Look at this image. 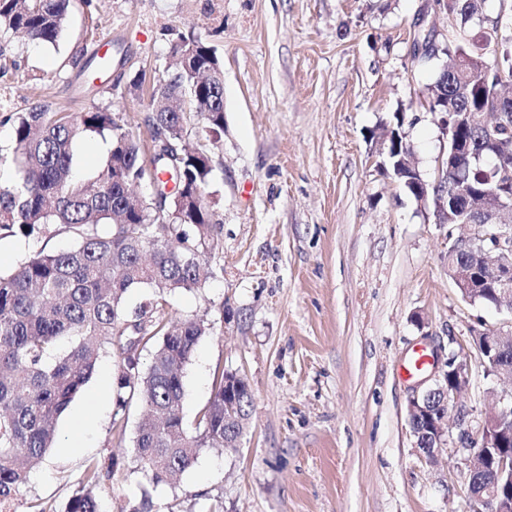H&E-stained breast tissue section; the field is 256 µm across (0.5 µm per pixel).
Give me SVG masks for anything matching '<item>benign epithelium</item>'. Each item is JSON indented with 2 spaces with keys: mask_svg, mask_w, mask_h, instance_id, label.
<instances>
[{
  "mask_svg": "<svg viewBox=\"0 0 512 512\" xmlns=\"http://www.w3.org/2000/svg\"><path fill=\"white\" fill-rule=\"evenodd\" d=\"M461 141L448 140L447 157H438L434 180H418L416 196L418 204L424 208L434 207L435 223L448 222L447 195L440 193L441 184L447 179L448 171L455 166L454 156L459 154ZM180 146L167 140L154 145V152L161 153L171 162L173 170H178L177 158ZM467 222L480 231L486 226H494L500 233L494 249L498 254L489 260V251L470 248L474 236L459 237L448 248V267L462 299L474 303L482 293L481 280L475 276L480 260L488 261V270L494 274L498 291L495 293L496 306L504 301L512 305V227L497 223L496 213L477 209L468 204L463 209ZM473 347L478 362L486 374L512 379V328L504 330L474 327L471 330ZM470 359L463 352H448L446 360L433 356V371L424 381L432 384L424 389L413 388L408 401V420L416 438V447L432 457L442 447L448 429V415L440 410L448 400V393L457 392L468 382ZM237 374H226L224 378V423H237ZM501 407L489 412L478 431L463 429L468 411H456L457 427L461 428L459 444L466 452V479L471 500L483 505L486 512H512V450L507 449L512 440V398L500 399Z\"/></svg>",
  "mask_w": 512,
  "mask_h": 512,
  "instance_id": "7a95c632",
  "label": "benign epithelium"
}]
</instances>
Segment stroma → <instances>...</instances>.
Returning a JSON list of instances; mask_svg holds the SVG:
<instances>
[{"instance_id": "stroma-1", "label": "stroma", "mask_w": 512, "mask_h": 512, "mask_svg": "<svg viewBox=\"0 0 512 512\" xmlns=\"http://www.w3.org/2000/svg\"><path fill=\"white\" fill-rule=\"evenodd\" d=\"M434 0H71L57 46L0 34V145L14 113L39 102L78 113L108 105L143 144L149 88L175 72L176 32L193 31L224 66V133L198 117L190 145L213 161L222 222L205 288L167 299L163 316L211 325L184 369V417L233 371L253 402L236 447L201 450L173 484L136 466L140 409L115 418V354L103 353L84 392L56 425L57 441L10 498L11 512H65L98 468L99 512H471L466 466L450 427L434 458L416 448L407 413L414 349L469 348L470 330L512 320L507 308L463 300L448 271L456 225L436 223L380 165L396 113L413 161L433 179L443 138L425 106L440 60L414 43L479 39ZM112 42V68L85 62ZM53 236L0 239V272ZM512 381L472 363L454 400L478 428Z\"/></svg>"}]
</instances>
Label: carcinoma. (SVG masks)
<instances>
[{
  "instance_id": "1",
  "label": "carcinoma",
  "mask_w": 512,
  "mask_h": 512,
  "mask_svg": "<svg viewBox=\"0 0 512 512\" xmlns=\"http://www.w3.org/2000/svg\"><path fill=\"white\" fill-rule=\"evenodd\" d=\"M450 16L467 23L478 0H439ZM70 0H0V33H21L35 45L55 46L69 21ZM500 51L476 43L444 46L446 56L467 60L461 72L441 71L427 85L431 112L441 96L456 111L499 108L500 122L456 128L472 157H462L449 173L448 190L458 184L480 192L491 177L509 185L512 170L492 171L494 148L512 146V99L500 103L490 74L512 80V31L494 30ZM174 55L181 58L174 77L153 85L146 117L152 134L177 143L188 135L187 112H196L211 135L224 134V68L213 50L192 32H176ZM107 145L103 166L86 172L76 149L88 139ZM14 180L0 185V235L44 234L53 226L69 233L68 249H39L11 273L0 274V499L22 485L32 464L53 447L55 424L91 378L100 352L114 350L116 412L142 408L135 437L136 461L151 482L169 484L189 469L202 448L224 447L241 428L224 423V377L189 429L184 419L183 370L209 330L202 317L170 325L160 317L166 297L204 287L213 271L208 255L218 244L219 219L207 191L211 157L185 148L178 161L179 197L138 194L135 187L159 178L170 166L149 167L139 139L111 108L66 114L43 103L19 113L12 145L0 152ZM108 226L101 234L98 227ZM152 289L134 308L126 303L133 288ZM154 347L151 364L140 365V351ZM238 413L246 419L252 392L239 381ZM75 495L66 512H99L92 486Z\"/></svg>"
}]
</instances>
